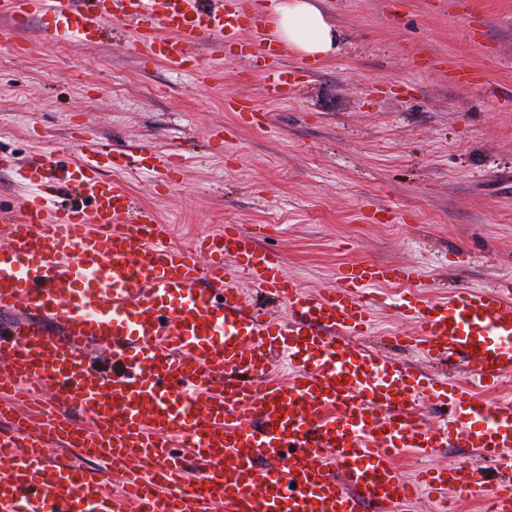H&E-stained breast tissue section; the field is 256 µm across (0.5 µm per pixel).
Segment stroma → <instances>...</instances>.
Listing matches in <instances>:
<instances>
[{"label":"stroma","instance_id":"1","mask_svg":"<svg viewBox=\"0 0 512 512\" xmlns=\"http://www.w3.org/2000/svg\"><path fill=\"white\" fill-rule=\"evenodd\" d=\"M438 2L321 0L339 49L317 64L289 55L281 101L264 97L263 63L238 40L196 46L222 72L200 81L142 66L132 30L86 47L50 41L46 17H31L0 41V153L22 164L47 146L71 163L98 146L182 156L177 181L127 178L172 244L269 225L261 246L311 291L335 287L352 261L410 266L411 285L375 287L372 331L355 343L465 382L462 367L396 344L414 325L394 304L512 274V0H488L470 19L468 0ZM456 68L481 77L450 82ZM230 98L254 104L253 124L226 110Z\"/></svg>","mask_w":512,"mask_h":512}]
</instances>
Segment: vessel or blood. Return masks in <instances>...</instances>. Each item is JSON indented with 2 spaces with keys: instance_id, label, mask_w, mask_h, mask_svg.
Returning <instances> with one entry per match:
<instances>
[{
  "instance_id": "1",
  "label": "vessel or blood",
  "mask_w": 512,
  "mask_h": 512,
  "mask_svg": "<svg viewBox=\"0 0 512 512\" xmlns=\"http://www.w3.org/2000/svg\"><path fill=\"white\" fill-rule=\"evenodd\" d=\"M0 13L16 26L49 17L53 40L86 46L125 23L141 64L176 69L196 65L195 45L263 23L248 0H0ZM254 50L267 98L284 97L287 50L242 46ZM110 168L179 172L145 147L117 159L91 149L71 168L48 148L32 175L58 188L0 214V312L12 317L0 324V512H400L424 489L485 494L489 512H512V398L484 396L512 374L511 275L446 299L401 297L413 346L465 361L471 383L433 379L347 342L371 325V286L410 281L411 267L351 263L313 293L260 247L259 224L176 248ZM246 283L289 319L251 305ZM285 361L294 373L282 379ZM45 384L53 392L34 406ZM426 397L448 407L443 425L419 420ZM461 443L477 462L416 482L395 464L406 449L425 459Z\"/></svg>"
}]
</instances>
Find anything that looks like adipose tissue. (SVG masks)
Returning <instances> with one entry per match:
<instances>
[{
    "mask_svg": "<svg viewBox=\"0 0 512 512\" xmlns=\"http://www.w3.org/2000/svg\"><path fill=\"white\" fill-rule=\"evenodd\" d=\"M272 25L277 42L305 59H323L337 49L338 32L316 0H277Z\"/></svg>",
    "mask_w": 512,
    "mask_h": 512,
    "instance_id": "1",
    "label": "adipose tissue"
}]
</instances>
